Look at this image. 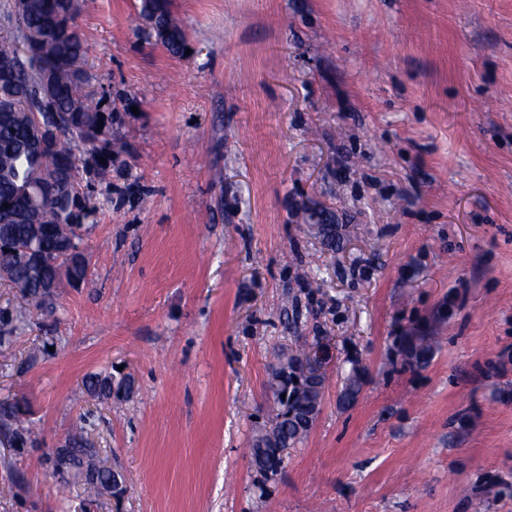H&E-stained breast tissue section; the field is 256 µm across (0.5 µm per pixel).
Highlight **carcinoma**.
Instances as JSON below:
<instances>
[{"label":"carcinoma","instance_id":"cac0c4a2","mask_svg":"<svg viewBox=\"0 0 512 512\" xmlns=\"http://www.w3.org/2000/svg\"><path fill=\"white\" fill-rule=\"evenodd\" d=\"M79 11V0H25L21 10L16 9L15 0H7L3 9L4 19L16 24V35L0 38V59L13 56L20 43L27 46L28 53L19 59L15 70L0 71V228L4 231L0 269L27 283L23 298L39 311L52 305L46 283L58 286L71 276L83 279L85 267L70 269L59 260V243L71 237L73 248H78L79 236L73 225L95 211L79 191L72 149L74 140L96 146L103 134L99 122L105 120L90 102L89 77L79 66L88 51L75 23ZM141 15L152 22L157 40L171 56H183L187 34L172 14L169 0H141ZM36 120L46 128L47 144L34 150L28 141ZM37 218L46 222L47 232L39 242L45 265L40 275L33 276L19 261L16 249L28 243L31 224ZM434 344L435 337L420 336L410 352L423 363ZM307 358L304 352L283 355L272 370L268 386L280 409L251 445V462L259 472L280 469L286 451L307 436L320 413L324 374H305ZM361 384L360 373L352 371L343 386L342 404L355 400ZM85 387L98 397H107L112 394V379L91 374ZM17 420L16 407L0 405V436L8 444L24 445L30 430L13 426ZM93 454L87 439L75 434L68 446L58 451L53 466L67 458L68 469L82 477L87 492L108 482L119 486L120 474L97 469L90 461Z\"/></svg>","mask_w":512,"mask_h":512}]
</instances>
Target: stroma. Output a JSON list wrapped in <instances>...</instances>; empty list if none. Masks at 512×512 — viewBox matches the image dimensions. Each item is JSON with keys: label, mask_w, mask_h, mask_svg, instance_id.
Segmentation results:
<instances>
[{"label": "stroma", "mask_w": 512, "mask_h": 512, "mask_svg": "<svg viewBox=\"0 0 512 512\" xmlns=\"http://www.w3.org/2000/svg\"><path fill=\"white\" fill-rule=\"evenodd\" d=\"M172 10L177 59L140 0H82L125 150L103 171L73 142L86 278L0 343L32 432L0 444V512H512V0ZM322 207L334 250L301 218ZM320 346L318 418L260 473L275 354ZM91 373L132 391L93 396ZM79 426L120 496L47 465Z\"/></svg>", "instance_id": "1"}]
</instances>
